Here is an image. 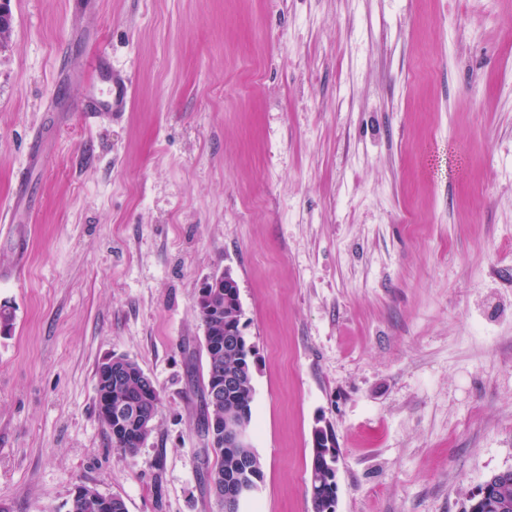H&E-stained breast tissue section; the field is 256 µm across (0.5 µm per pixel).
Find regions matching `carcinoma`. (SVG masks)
Returning <instances> with one entry per match:
<instances>
[{
	"label": "carcinoma",
	"instance_id": "obj_1",
	"mask_svg": "<svg viewBox=\"0 0 512 512\" xmlns=\"http://www.w3.org/2000/svg\"><path fill=\"white\" fill-rule=\"evenodd\" d=\"M231 289L219 288L210 292L204 307L197 308L198 315L204 325V348L206 352V377L203 378L201 393L215 383H224V377L229 374H239L242 377L241 386L232 392L224 394V405L218 410L206 409L204 429L206 436H211L215 429L223 428L224 413L231 411L242 420L252 422V405L254 400L252 374L250 369L251 352L247 344L241 343L228 347L224 344V305L230 303ZM131 396L145 407H157L159 393L155 385L141 386L138 382L127 385L112 383V397ZM99 420L108 430L112 446L124 453L132 454L145 442L151 430L136 425L132 419L120 423L111 421L104 414L102 401L96 402ZM217 476L226 480L242 482L254 488L262 477L261 462L252 448H227L224 441L217 443ZM83 493L78 498L79 509L69 505L68 512H126L122 498L104 496L99 492L82 487ZM314 512H335L336 484L328 478V473L322 472L319 464H310V477L307 486Z\"/></svg>",
	"mask_w": 512,
	"mask_h": 512
}]
</instances>
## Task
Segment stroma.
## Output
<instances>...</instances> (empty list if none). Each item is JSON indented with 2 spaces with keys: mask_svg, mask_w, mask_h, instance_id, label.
I'll return each instance as SVG.
<instances>
[{
  "mask_svg": "<svg viewBox=\"0 0 512 512\" xmlns=\"http://www.w3.org/2000/svg\"><path fill=\"white\" fill-rule=\"evenodd\" d=\"M0 41V512H221L203 432L208 278L239 286L262 479L242 512H466L512 469V0H11ZM130 82L46 103L93 47ZM39 132V160L29 133ZM158 390L135 454L96 370ZM91 66L95 73L94 80H87L83 97L77 105L85 120L96 117L99 112H112L121 108L129 93V83L112 73V65L107 55L94 52ZM96 409L99 420L111 436L112 446L125 454H133L137 448L141 447L152 431V428L146 430L137 426L132 419H127L122 423L116 420L111 422L104 414V404L101 400L96 402ZM313 437L314 447L321 453L326 464L332 468L329 472L332 476V481L328 478V472H324L321 478L318 476V473L322 470L323 466L322 464H314L312 455L307 493L310 495L314 512H335L332 508L334 503L336 504L339 454L327 429L317 427L314 431ZM333 482H336V484ZM510 482L512 483V470L501 471L492 479L484 482L481 487L473 492L470 499H477L474 504L475 506L488 500L498 499L500 497L498 492L501 485H506ZM82 495L78 511H74V494L71 498L68 512H126V505L122 498L117 496H104L90 487L82 486Z\"/></svg>",
  "mask_w": 512,
  "mask_h": 512,
  "instance_id": "1",
  "label": "stroma"
}]
</instances>
